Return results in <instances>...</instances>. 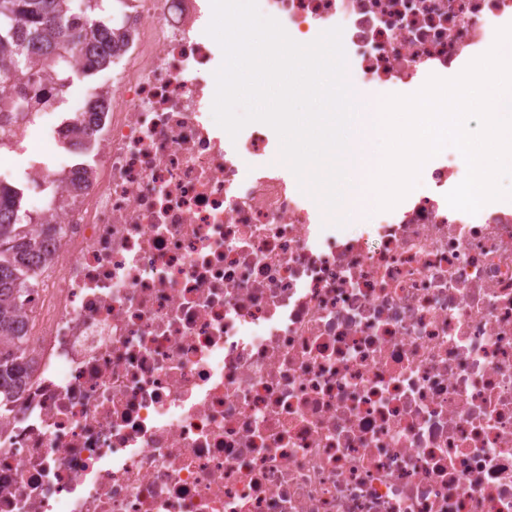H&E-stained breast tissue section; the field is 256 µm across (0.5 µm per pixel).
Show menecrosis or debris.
I'll return each mask as SVG.
<instances>
[{
	"mask_svg": "<svg viewBox=\"0 0 512 512\" xmlns=\"http://www.w3.org/2000/svg\"><path fill=\"white\" fill-rule=\"evenodd\" d=\"M262 2L301 44L342 27L372 104L512 24V0ZM211 17L120 0L109 82L40 112L50 160L0 169L59 227L18 311L33 372L0 414V512H512V202L451 209L446 154L426 191L325 221L268 164L273 129L211 121Z\"/></svg>",
	"mask_w": 512,
	"mask_h": 512,
	"instance_id": "obj_1",
	"label": "necrosis or debris"
}]
</instances>
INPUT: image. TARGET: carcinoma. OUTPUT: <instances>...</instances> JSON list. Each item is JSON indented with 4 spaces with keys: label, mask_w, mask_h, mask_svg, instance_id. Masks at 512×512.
I'll list each match as a JSON object with an SVG mask.
<instances>
[{
    "label": "carcinoma",
    "mask_w": 512,
    "mask_h": 512,
    "mask_svg": "<svg viewBox=\"0 0 512 512\" xmlns=\"http://www.w3.org/2000/svg\"><path fill=\"white\" fill-rule=\"evenodd\" d=\"M104 0H0V17L10 13L9 32L0 30V54L9 67H0V85L13 90L7 108L24 120L39 112L41 71L32 66L39 56L58 76V92L71 76L73 51L86 55L89 69L112 65V36L119 30L112 16L104 17ZM31 219L16 196L0 188V411L16 396L31 370L26 361V337L17 320V303L34 290L48 246L29 236Z\"/></svg>",
    "instance_id": "carcinoma-1"
}]
</instances>
